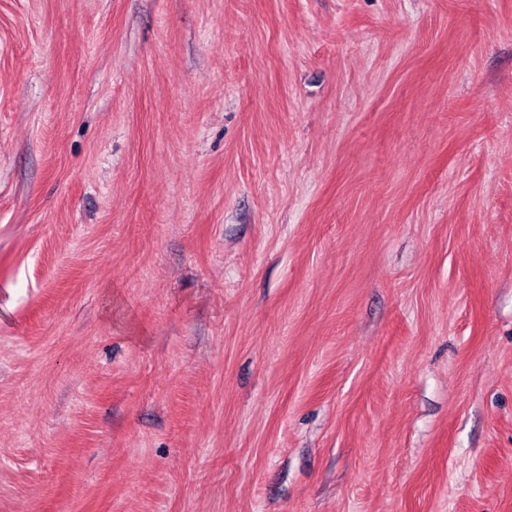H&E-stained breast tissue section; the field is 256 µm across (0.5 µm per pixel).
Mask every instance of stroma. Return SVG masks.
<instances>
[{"mask_svg": "<svg viewBox=\"0 0 512 512\" xmlns=\"http://www.w3.org/2000/svg\"><path fill=\"white\" fill-rule=\"evenodd\" d=\"M0 512H512V0H0Z\"/></svg>", "mask_w": 512, "mask_h": 512, "instance_id": "stroma-1", "label": "stroma"}]
</instances>
